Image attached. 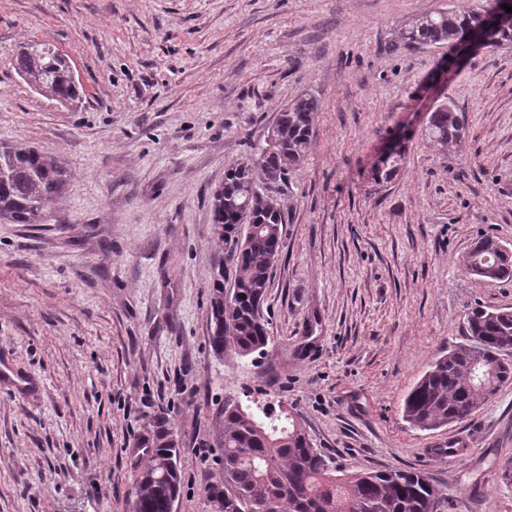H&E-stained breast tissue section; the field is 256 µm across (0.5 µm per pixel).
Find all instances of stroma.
<instances>
[{
	"instance_id": "obj_1",
	"label": "stroma",
	"mask_w": 512,
	"mask_h": 512,
	"mask_svg": "<svg viewBox=\"0 0 512 512\" xmlns=\"http://www.w3.org/2000/svg\"><path fill=\"white\" fill-rule=\"evenodd\" d=\"M483 0H0V142L50 152L66 191L42 224L0 220V512H133L157 432L176 444L174 512H213L224 404L284 401L334 470L428 473L445 512H512V384L465 422L410 427L403 401L463 342L467 309H512V279L462 259L512 249V51L441 73L448 47L403 46L413 19ZM40 42L69 61L78 108L12 64ZM321 102L281 187V252L262 310L266 355L209 343L212 194L258 154L285 102ZM467 117L459 146L429 112ZM406 154L376 183L390 143ZM464 434L450 460L429 450ZM465 115L457 112L455 106L446 102L430 113L425 127V136L438 145H457L464 137ZM466 272L482 281L512 277V252L493 237H481L463 259Z\"/></svg>"
}]
</instances>
